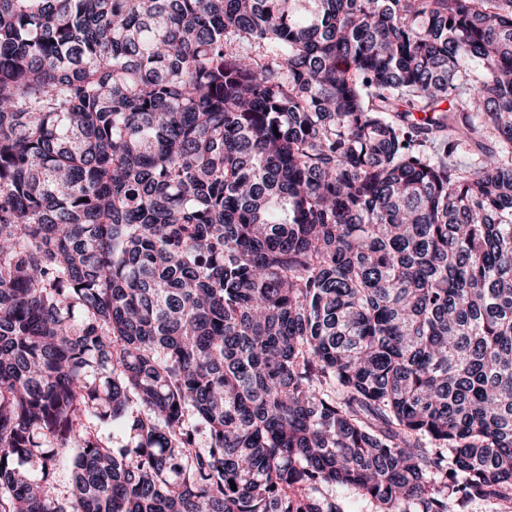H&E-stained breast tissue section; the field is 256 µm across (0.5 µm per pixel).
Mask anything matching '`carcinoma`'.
<instances>
[{"instance_id": "cac0c4a2", "label": "carcinoma", "mask_w": 512, "mask_h": 512, "mask_svg": "<svg viewBox=\"0 0 512 512\" xmlns=\"http://www.w3.org/2000/svg\"><path fill=\"white\" fill-rule=\"evenodd\" d=\"M336 488L512 503V0H0V512Z\"/></svg>"}]
</instances>
